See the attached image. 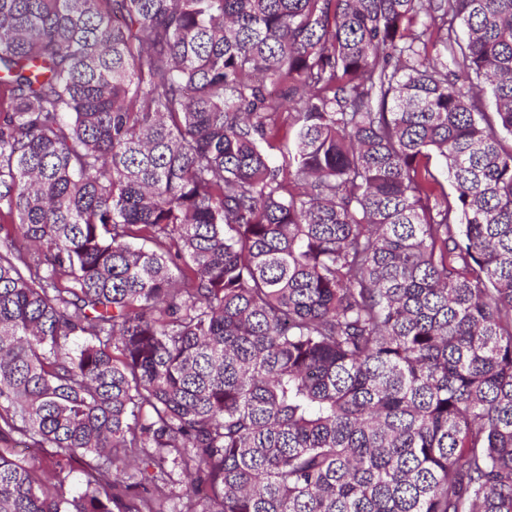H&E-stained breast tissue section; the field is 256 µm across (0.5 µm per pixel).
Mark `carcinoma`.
Wrapping results in <instances>:
<instances>
[{
    "instance_id": "carcinoma-1",
    "label": "carcinoma",
    "mask_w": 512,
    "mask_h": 512,
    "mask_svg": "<svg viewBox=\"0 0 512 512\" xmlns=\"http://www.w3.org/2000/svg\"><path fill=\"white\" fill-rule=\"evenodd\" d=\"M0 512H512V0H0Z\"/></svg>"
}]
</instances>
